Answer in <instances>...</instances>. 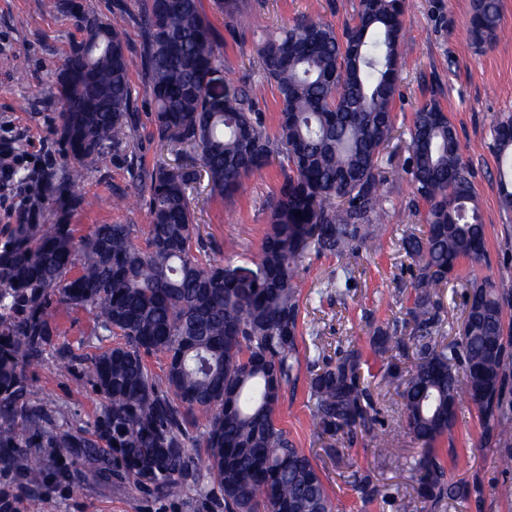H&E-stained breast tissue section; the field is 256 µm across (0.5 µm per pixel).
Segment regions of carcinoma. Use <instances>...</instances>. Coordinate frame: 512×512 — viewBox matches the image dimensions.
<instances>
[{"instance_id":"obj_1","label":"carcinoma","mask_w":512,"mask_h":512,"mask_svg":"<svg viewBox=\"0 0 512 512\" xmlns=\"http://www.w3.org/2000/svg\"><path fill=\"white\" fill-rule=\"evenodd\" d=\"M68 14L82 41L61 59L62 102L54 128L60 162L14 169L33 185L27 206L0 245V472L21 471L29 512H43L40 489L47 462L75 448L63 475L84 476L83 459L109 449L108 471L163 497L195 490L203 481L189 449L203 448L207 494L224 512H335L317 464L276 420L284 391L302 365L301 300L297 268L306 252L342 256L376 248L383 207L379 156L393 138L404 0H359L342 32L302 18L260 49L263 77L280 97L275 131L256 112L251 83H224L216 101L202 88L224 68L201 0H146L141 61L155 112L158 139L182 158L169 168L136 161L150 224L143 242L131 224H95L76 235L64 215L81 205L75 188L107 152L130 148L138 113L123 42L125 17L103 22L81 4L46 0ZM233 21L244 0H218ZM476 43L497 37L501 0H473ZM410 181L427 206L426 228L400 240L417 266L407 315L415 361L399 395L406 427L423 453L411 469L418 497L436 507L469 494L450 484L432 445L452 432L458 405L479 412L483 442L499 447L512 468V337L495 285L471 282L461 334L444 343L442 288L463 259L486 254L485 225L475 205L473 172L458 132L441 105L417 110L409 131ZM488 144L498 158L501 203L512 210V115L499 118ZM192 146L196 155L187 154ZM278 166L282 180L270 205L254 283L242 288L210 259L213 242L195 234L188 195L198 169L212 193L232 197L245 180ZM61 216L44 223L47 201ZM93 316L101 346L87 360V384L101 403L87 427L65 420L60 408L33 399L31 373L44 365L62 310ZM121 342L104 345L112 337ZM374 350L405 345L398 326L378 328ZM161 356L163 374L146 358ZM312 420L330 439L367 427L375 447L391 455V441L368 426L376 401L351 346L335 364L309 377ZM204 431H190L196 414Z\"/></svg>"}]
</instances>
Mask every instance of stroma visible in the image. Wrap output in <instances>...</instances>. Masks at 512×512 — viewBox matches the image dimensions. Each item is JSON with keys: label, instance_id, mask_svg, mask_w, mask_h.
Listing matches in <instances>:
<instances>
[{"label": "stroma", "instance_id": "stroma-1", "mask_svg": "<svg viewBox=\"0 0 512 512\" xmlns=\"http://www.w3.org/2000/svg\"><path fill=\"white\" fill-rule=\"evenodd\" d=\"M86 11L101 19L120 12L126 18L124 40L129 78L140 116L134 147L147 164L175 165L172 153L161 147L150 120L153 103L145 91L140 59L144 0H81ZM206 18L216 32V45L224 57L225 80L250 81L258 86L256 107L267 130H274L280 99L273 84L260 71L258 49L278 28L302 17H319L342 28L355 14L359 0H247L250 25L231 29L214 0H201ZM472 0H406L399 47L400 94L393 106L397 132L380 157L384 182L382 203L388 211L381 226L382 248L337 258L306 254L299 270L304 326L299 338L302 368L295 386L281 402L277 421L290 438L322 471L336 512H512V500L500 496L502 484H512V471L502 470L497 452L482 446V423L475 407L461 403L451 435L435 446L449 482L476 484L480 495L443 501L431 507L417 498L410 467L421 446L405 429L401 398L385 377L382 360L369 338L375 327L406 320L412 300L415 268L399 250L404 234L424 227L426 208L414 202L407 169L409 129L416 110L437 100L458 131L463 157L474 173L476 204L486 231V256L478 264L464 259L458 279L446 288L443 304L446 340L458 335L463 294L468 281L488 279L512 296V211L504 210L496 183L498 160L489 149L490 129L502 115H512V0H503V35L494 45L475 44L469 19ZM82 33L73 18L47 12L44 0H0V141L23 139L29 144L25 167L42 165L53 140V119L61 108L55 69L61 57ZM281 181L278 167H270L261 180H248L233 198L210 193L207 177L190 188L197 233L211 240L212 259L224 267L252 271L267 229L269 205ZM133 171L124 156H104L96 162L77 193L81 207L68 215L77 234L95 224H131L137 237H145L150 221L144 205L132 198ZM348 273L345 289L330 285L333 273ZM58 334L47 349L48 362L34 370L36 399L61 407L66 416L86 424L92 421L98 398L57 363L59 351L92 353L97 340L91 334V316L83 311H61ZM356 346L363 352V372L371 384L379 415L376 429L395 438L396 451L383 455L364 428L354 437H340L337 456H330L315 432L308 404L312 370L335 361L339 351ZM100 460L85 463L86 476L73 483L48 475L41 492L45 512H220L209 497L190 493L165 499L137 487L131 480L103 477ZM369 479L371 495L358 490Z\"/></svg>", "mask_w": 512, "mask_h": 512}]
</instances>
